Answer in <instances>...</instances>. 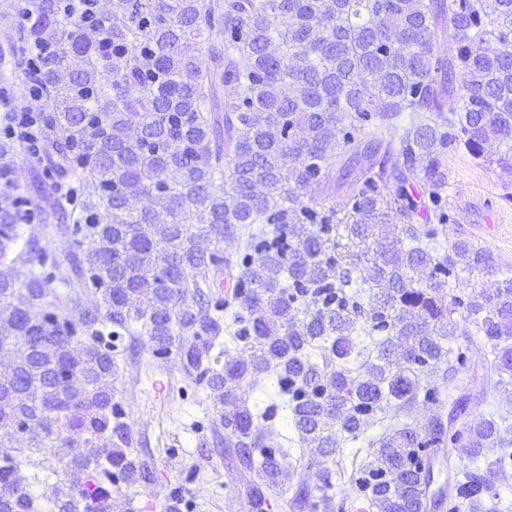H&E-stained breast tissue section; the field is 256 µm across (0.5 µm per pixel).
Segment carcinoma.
I'll use <instances>...</instances> for the list:
<instances>
[{
  "mask_svg": "<svg viewBox=\"0 0 512 512\" xmlns=\"http://www.w3.org/2000/svg\"><path fill=\"white\" fill-rule=\"evenodd\" d=\"M8 8L16 71L0 100L36 82L37 127L52 136L15 139V109L0 118V154L36 155L24 188L0 162V257L21 264L0 287L11 309L0 337H26L45 364L110 395L117 376L137 381V353L179 355L176 388L209 391L212 436L243 471L248 512H267L265 490L279 486L291 512H345L357 498L420 512L439 452L460 443L472 466L442 489L448 512L496 499L509 412L457 423L512 387V269L438 235L448 150L482 159L496 141V163L512 167V0H120L101 38L74 0ZM189 89L195 107L170 116ZM136 124L166 125L167 137L115 157L97 147ZM412 172L422 197L408 190ZM323 181L331 193L304 202ZM27 224L75 250L59 258ZM226 238L242 240L235 260ZM460 265L500 275L498 287L458 294ZM85 295L102 301L94 347L63 311ZM456 334L487 347L489 389L461 377L464 357L445 344ZM273 356L279 398L251 406L249 381ZM428 405L439 414L419 430ZM286 415L310 451L294 463L273 441ZM27 418L0 393V509L38 512L12 450L83 442L104 449L103 467L53 509L122 512L114 487L140 479L141 440L117 400L33 393ZM392 420L363 459L344 448ZM313 465L315 490L303 478Z\"/></svg>",
  "mask_w": 512,
  "mask_h": 512,
  "instance_id": "carcinoma-1",
  "label": "carcinoma"
}]
</instances>
